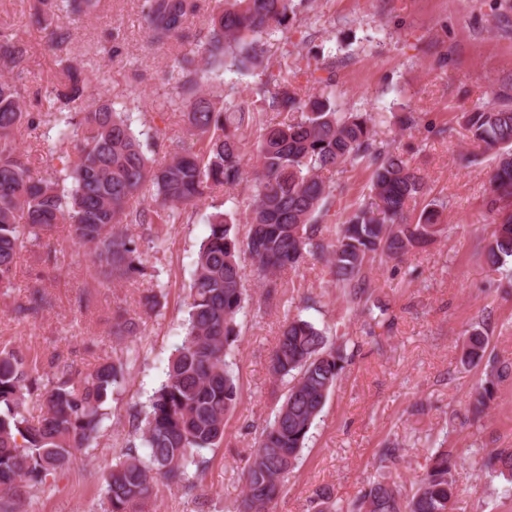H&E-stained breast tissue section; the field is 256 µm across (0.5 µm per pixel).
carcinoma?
Returning <instances> with one entry per match:
<instances>
[{
  "mask_svg": "<svg viewBox=\"0 0 512 512\" xmlns=\"http://www.w3.org/2000/svg\"><path fill=\"white\" fill-rule=\"evenodd\" d=\"M99 3L37 0L31 23L41 27L58 11L89 17ZM199 10L200 0H146L149 42L181 40L189 17ZM292 13L293 0H224L212 8L205 42L176 57L170 70L176 96L189 103L181 116L192 143L175 145L159 165L150 162L123 113L104 102L58 120L62 138L77 127L82 140L74 156L62 149L50 151L62 168L42 173L14 145L24 122L34 118L24 109L21 90L0 74V285L6 287L12 284L24 243L48 238L64 223L110 276L130 280L145 275L139 245L121 225L167 224L215 188L236 184L247 133L257 132L246 235L239 240L233 214L212 215L195 259L183 345L170 359L147 410L131 415L147 455L140 456V446L133 445L112 466L106 477L105 512H131L152 497L160 478L194 487L189 466L202 474L203 451L223 441L225 417L238 401L226 358L239 336L237 316L244 303L246 272L240 253L248 255L269 297L278 275L318 257L336 284L360 301L371 297L362 277L368 262L378 255L394 259L445 231L436 209H425L417 222H407L408 202L424 194L423 178L375 138L370 113L336 111L330 79L321 94L300 97L288 81V65L265 55L263 36L288 30ZM25 54L23 43L0 34L1 64H16ZM197 56L201 68L194 65ZM227 63L238 71L263 67L265 79L253 91L256 101L216 102L204 92L209 68ZM61 74L59 86L70 99H95L98 77L91 63L66 65ZM267 108L288 118L263 120L259 112ZM464 125L469 139L496 160L490 175L496 229L485 248L488 263L496 266L512 257V100L465 113ZM360 160L373 167L374 202L329 227L325 217L334 188L326 174ZM147 192L152 204L145 207L137 199ZM486 345L483 332L473 330L465 360L481 361ZM347 349L348 343L329 342L299 315L282 325L271 371L288 379V389L243 473V512H270L348 364ZM55 367L44 392V411L31 420L24 415L26 395L40 389L39 383L21 350L0 349V512H17L23 488L46 483L76 452L97 441L107 415L104 405L125 375L124 364L113 361L88 373L62 361ZM510 374L512 364L492 366L474 395L476 413L484 411L498 383ZM476 465L488 477L512 480V448L483 453ZM456 466L451 449L430 448L424 473L409 493L374 481L344 503L323 487L315 492L318 512H454Z\"/></svg>",
  "mask_w": 512,
  "mask_h": 512,
  "instance_id": "cac0c4a2",
  "label": "carcinoma"
}]
</instances>
